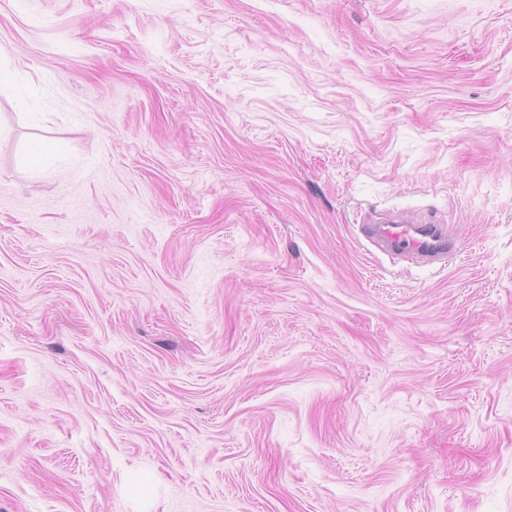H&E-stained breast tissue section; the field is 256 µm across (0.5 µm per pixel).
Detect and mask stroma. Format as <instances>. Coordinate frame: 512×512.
Returning a JSON list of instances; mask_svg holds the SVG:
<instances>
[{
  "instance_id": "obj_1",
  "label": "stroma",
  "mask_w": 512,
  "mask_h": 512,
  "mask_svg": "<svg viewBox=\"0 0 512 512\" xmlns=\"http://www.w3.org/2000/svg\"><path fill=\"white\" fill-rule=\"evenodd\" d=\"M0 512H512V0H0ZM364 239L383 253L424 264L445 260L456 249V241L445 224H362Z\"/></svg>"
}]
</instances>
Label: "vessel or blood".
Masks as SVG:
<instances>
[{
  "mask_svg": "<svg viewBox=\"0 0 512 512\" xmlns=\"http://www.w3.org/2000/svg\"><path fill=\"white\" fill-rule=\"evenodd\" d=\"M360 230L364 239L381 252L424 264L445 260L456 249V242L447 226L434 221L425 224H364Z\"/></svg>",
  "mask_w": 512,
  "mask_h": 512,
  "instance_id": "1",
  "label": "vessel or blood"
}]
</instances>
